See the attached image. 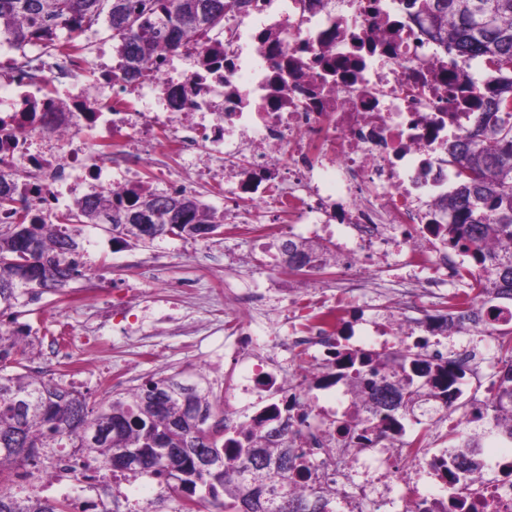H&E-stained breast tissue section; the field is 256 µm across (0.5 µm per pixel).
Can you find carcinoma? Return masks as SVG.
<instances>
[{"label":"carcinoma","mask_w":512,"mask_h":512,"mask_svg":"<svg viewBox=\"0 0 512 512\" xmlns=\"http://www.w3.org/2000/svg\"><path fill=\"white\" fill-rule=\"evenodd\" d=\"M227 0H0V38L18 45L60 39L81 48L77 36L103 24L127 76L182 46L198 32L224 26ZM411 16L428 27L429 39L445 51L479 58L496 75L482 103L477 127L451 145L457 163L455 190L442 202L448 211V241L512 242V0H410ZM157 215L141 224L143 212ZM0 317L14 320L49 285L62 288L81 275L78 240L83 228L125 226L117 238L145 247L159 239L206 237L224 224V214L200 206L191 194L166 195L149 187L131 196L78 200L50 223L37 222L29 204L0 193ZM325 256L328 247L288 243V257ZM475 269H462L449 300L464 306L460 318L485 329L501 301L512 302V250L474 254ZM30 326L0 332V512H71L69 499L20 496L13 471L44 472L64 452L92 464L98 473L157 476L173 512L191 500L218 512H283L288 473L296 454L259 437L224 447V393L203 374L190 382L150 378L99 401L74 384L33 373L23 363ZM493 404L501 430L512 435V340L498 349ZM132 455L137 464H124ZM211 464L204 466L201 459Z\"/></svg>","instance_id":"obj_1"}]
</instances>
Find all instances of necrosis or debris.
<instances>
[{
  "mask_svg": "<svg viewBox=\"0 0 512 512\" xmlns=\"http://www.w3.org/2000/svg\"><path fill=\"white\" fill-rule=\"evenodd\" d=\"M144 70L125 80L106 42L85 54L1 38L0 186L48 221L71 198L137 189L148 172L166 194L218 185L226 223L263 216L277 243L334 237L333 282L316 260L301 281L226 273L236 333L224 347L249 360L224 397L233 437L298 436L288 488L323 497L326 512H419L407 493L419 484L428 512H512V437L495 430L491 404L496 336H445L412 316L474 263V244L449 243L440 202L455 182L449 146L492 90L482 60L427 40L405 0H228L223 34L194 35ZM241 197L259 214L236 208ZM393 266L406 274L389 308L372 290ZM333 289L363 302L340 310ZM406 352L423 368L401 373ZM404 376L422 393L410 411L386 390ZM103 483L118 493L124 481L70 459L18 480L71 496L74 512Z\"/></svg>",
  "mask_w": 512,
  "mask_h": 512,
  "instance_id": "4bbe7bcc",
  "label": "necrosis or debris"
}]
</instances>
